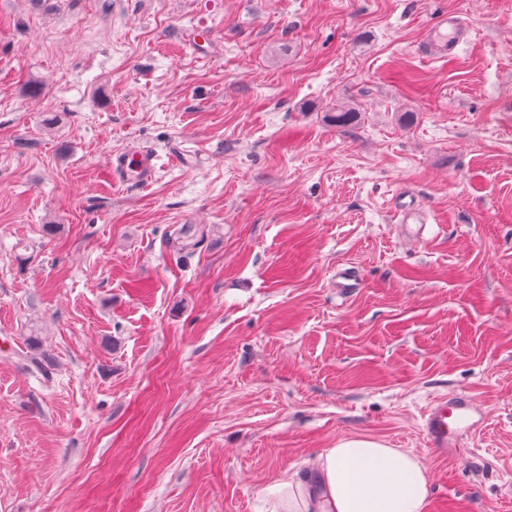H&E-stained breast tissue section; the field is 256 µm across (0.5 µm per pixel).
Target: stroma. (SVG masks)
Wrapping results in <instances>:
<instances>
[{
	"mask_svg": "<svg viewBox=\"0 0 512 512\" xmlns=\"http://www.w3.org/2000/svg\"><path fill=\"white\" fill-rule=\"evenodd\" d=\"M355 435L512 512V0H0V512H263ZM467 24L459 16H443L425 32L420 52L428 58H447L466 35ZM155 157L143 150H137L119 161L117 168L126 180L149 184L155 173ZM472 412V400L467 395L435 399L422 418L427 448L439 454L448 453V448H457L460 434L475 430Z\"/></svg>",
	"mask_w": 512,
	"mask_h": 512,
	"instance_id": "35a3bbf8",
	"label": "stroma"
}]
</instances>
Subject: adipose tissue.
<instances>
[{"mask_svg":"<svg viewBox=\"0 0 512 512\" xmlns=\"http://www.w3.org/2000/svg\"><path fill=\"white\" fill-rule=\"evenodd\" d=\"M430 480L415 455L361 436L316 454L311 474H284L265 490V512H428Z\"/></svg>","mask_w":512,"mask_h":512,"instance_id":"adipose-tissue-1","label":"adipose tissue"}]
</instances>
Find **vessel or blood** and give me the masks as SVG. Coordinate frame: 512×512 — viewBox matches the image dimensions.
Instances as JSON below:
<instances>
[{
  "mask_svg": "<svg viewBox=\"0 0 512 512\" xmlns=\"http://www.w3.org/2000/svg\"><path fill=\"white\" fill-rule=\"evenodd\" d=\"M466 29L467 24L461 17H442L426 30L420 45L421 53L429 58L448 57L464 38ZM118 169L126 179L146 185L154 177V157L149 152L137 150L120 160ZM472 412L469 396L435 399L422 418V431L428 448L444 454L448 449L458 447L460 434L475 428Z\"/></svg>",
  "mask_w": 512,
  "mask_h": 512,
  "instance_id": "1",
  "label": "vessel or blood"
}]
</instances>
